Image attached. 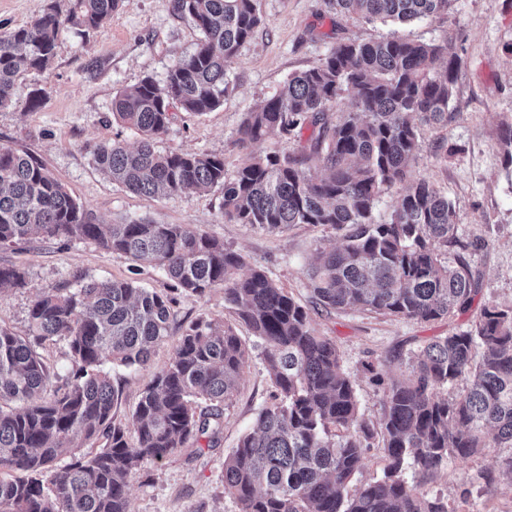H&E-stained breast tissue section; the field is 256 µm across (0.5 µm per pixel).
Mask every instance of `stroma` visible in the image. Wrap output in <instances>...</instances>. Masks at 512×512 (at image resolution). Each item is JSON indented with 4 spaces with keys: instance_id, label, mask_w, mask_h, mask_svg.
<instances>
[{
    "instance_id": "1",
    "label": "stroma",
    "mask_w": 512,
    "mask_h": 512,
    "mask_svg": "<svg viewBox=\"0 0 512 512\" xmlns=\"http://www.w3.org/2000/svg\"><path fill=\"white\" fill-rule=\"evenodd\" d=\"M332 0H260L264 23L238 50L227 70L224 102L200 116L172 105V122L159 135L164 151L204 152L223 157L233 173L247 155L238 142L245 112L278 92L289 76L316 66L336 43L374 42L392 25L367 23L336 12ZM418 41H447L461 66L456 74L448 125L420 129L422 152L411 180L433 182L457 212L459 236L478 242L472 261L482 290L471 308L445 319L420 323L361 310H327L316 305L305 270L317 252L345 242L344 230L294 224L269 233L224 218L220 189L143 196L113 184L95 164L97 145L118 141L136 146L138 134L112 115L121 90L145 77L164 81L168 69L192 53L201 38L174 0H124L111 21L83 35L61 27L56 55L43 71L26 75L12 103L0 108V144L40 159L68 193L99 219L127 223L149 218L179 224L223 240L248 266H259L302 305L311 327L331 338L368 421L381 415L383 391L368 365L385 376L404 377L409 359L432 339L473 328L484 306L512 305V167L500 144L512 125V0H454L448 14L400 27ZM38 92L37 107L28 104ZM0 266H15L25 283L0 294V328L25 336L28 310L44 292L72 288L77 277L137 280L164 292L172 283L162 271L136 267L126 256L83 240H42L0 247ZM177 320L156 345L147 365L125 368L105 362L118 391L114 420L131 424L144 388L175 357L182 329L198 318L235 325L246 351L242 379L225 404L214 442L191 441L163 461L145 462L130 483L131 512H237L224 492V459L271 403L275 387L265 368L261 341L238 323L223 288L204 296L177 297ZM512 448L491 445L467 458H453L430 475L408 470L417 493L441 499L448 512H512V474L504 462Z\"/></svg>"
}]
</instances>
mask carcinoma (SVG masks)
<instances>
[{
	"label": "carcinoma",
	"mask_w": 512,
	"mask_h": 512,
	"mask_svg": "<svg viewBox=\"0 0 512 512\" xmlns=\"http://www.w3.org/2000/svg\"><path fill=\"white\" fill-rule=\"evenodd\" d=\"M365 22H408L448 13L452 0H335ZM121 0H53L27 26L0 36V108L18 82L54 59L60 27L86 34L101 27ZM201 39L163 84L146 77L118 94L113 115L141 139L95 149L112 182L145 196L185 189L223 191L224 218L275 232L290 224L349 227L346 244L318 253L307 270L317 304L430 322L465 312L481 289L470 245L458 237L454 204L427 180L407 183L420 157L417 124L446 125L461 60L445 43L395 33L375 42L336 45L321 62L291 75L272 97L245 113L239 142L247 148L274 135L281 142L318 129L304 152L249 153L231 176L224 158L168 153L156 137L170 106L201 115L220 106L228 66L263 23L259 0H174ZM340 108L336 123L328 111ZM407 184L388 221L374 210L381 196ZM38 235L92 241L135 262L162 268L168 292L132 280L87 281L41 293L28 311L29 335L0 328V512H130L131 479L146 461L160 462L190 439L214 437L223 406L238 388L244 350L232 325L199 318L185 328L173 361L157 372L133 414L136 444L114 422L118 398L102 367L108 354L126 367L147 364L176 319L174 293L202 296L224 287V301L264 343L273 402L224 459V492L238 512H447L421 498L406 478L489 445L512 446V306L483 309L474 329L438 337L415 356L412 371L384 381L381 419L367 422L335 342L311 328L307 313L258 266L241 275L244 257L224 241L179 224L151 220L107 224L67 192L39 159L0 145V246ZM455 246L453 258L448 247ZM24 272L0 267V293ZM67 339L73 357L65 387L49 401L53 373L34 342ZM460 395L438 390L458 377ZM381 435L383 476L352 489L372 440ZM103 439L95 452H80ZM63 448L71 462L45 490L43 472Z\"/></svg>",
	"instance_id": "obj_1"
}]
</instances>
